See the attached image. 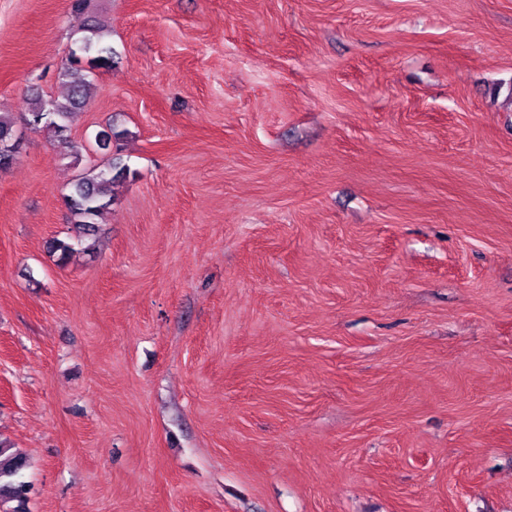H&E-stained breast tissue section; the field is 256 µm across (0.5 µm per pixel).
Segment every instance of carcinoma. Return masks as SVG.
Wrapping results in <instances>:
<instances>
[{"mask_svg":"<svg viewBox=\"0 0 512 512\" xmlns=\"http://www.w3.org/2000/svg\"><path fill=\"white\" fill-rule=\"evenodd\" d=\"M86 0H71L73 17L80 21L84 32L75 42L68 57L61 64L59 76L67 85V93L60 99H45L39 95L30 100L27 117L33 121L34 131L50 134L58 143L65 145L68 156L79 158L81 146L68 137L69 122L73 112L89 98L93 83L84 74L85 68L93 69L112 60L111 50L101 46L105 30L91 20L84 19ZM87 67H82V64ZM17 118L9 113L0 114V142L13 143ZM125 169L90 167L77 176L65 198L69 212L70 236L68 240L55 239L52 251L65 261L77 252V247L95 232L96 219L113 202L112 185L122 178ZM24 457L12 448L0 443V497H7L24 505L30 485L22 480Z\"/></svg>","mask_w":512,"mask_h":512,"instance_id":"1","label":"carcinoma"}]
</instances>
